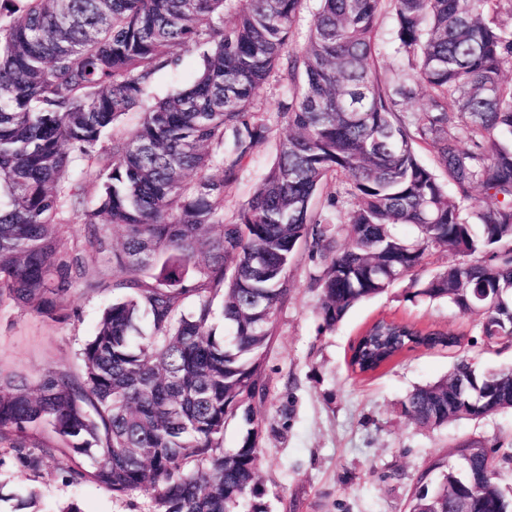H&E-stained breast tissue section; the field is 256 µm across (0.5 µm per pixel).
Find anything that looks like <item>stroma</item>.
I'll return each mask as SVG.
<instances>
[{"label":"stroma","instance_id":"stroma-1","mask_svg":"<svg viewBox=\"0 0 512 512\" xmlns=\"http://www.w3.org/2000/svg\"><path fill=\"white\" fill-rule=\"evenodd\" d=\"M272 144L256 148L225 209L254 192L273 162ZM318 266L299 250L288 270L290 292L275 316L265 359L268 396L257 406L263 429L260 477L270 512H407L417 478L434 464H454L458 442L477 437L512 445V410L430 429L402 412L406 396L448 376L459 357L480 369L512 366V348L499 352L480 341L476 316L443 301L410 297L408 281L352 308L330 331L318 314ZM111 290L75 289L70 319L54 321L0 302V370L36 381L60 366L82 368L80 351L93 336ZM386 318L447 331L453 348H418L378 371L357 376L349 367L354 342ZM152 512L146 492L115 497L90 482L73 480L61 455L33 468L9 442H0V512Z\"/></svg>","mask_w":512,"mask_h":512}]
</instances>
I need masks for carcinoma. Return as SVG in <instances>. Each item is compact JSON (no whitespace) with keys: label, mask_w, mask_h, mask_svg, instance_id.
Wrapping results in <instances>:
<instances>
[{"label":"carcinoma","mask_w":512,"mask_h":512,"mask_svg":"<svg viewBox=\"0 0 512 512\" xmlns=\"http://www.w3.org/2000/svg\"><path fill=\"white\" fill-rule=\"evenodd\" d=\"M305 2L0 0V301L65 321L74 289L117 293L81 374L0 376V439L28 464L39 463L29 443L49 431L59 445L43 452H60L74 478L115 497L148 491L153 512H269L255 405L302 247L322 267L311 286L326 330L407 278L411 296L478 316L486 346H512V24L500 19L512 0H318L292 49ZM385 8L402 59L395 79L378 65ZM201 47L195 80L144 105L158 73ZM272 77L285 94L271 116L258 97ZM424 93V108H404ZM131 112L136 126L103 145ZM275 124L288 134L271 167L224 219ZM73 166L95 169L94 196L65 181ZM476 189L482 204L466 215ZM69 211L83 224L72 246ZM438 248L462 261L421 278ZM90 254L109 271L91 270ZM484 288L503 304L484 309ZM458 344L382 318L349 367L369 374L406 351ZM402 409L427 428L512 410V368L478 373L463 357ZM236 418L245 431L226 448ZM457 455L466 472L455 480L450 467L431 488L421 474L408 512H512L484 441H463Z\"/></svg>","instance_id":"carcinoma-1"}]
</instances>
